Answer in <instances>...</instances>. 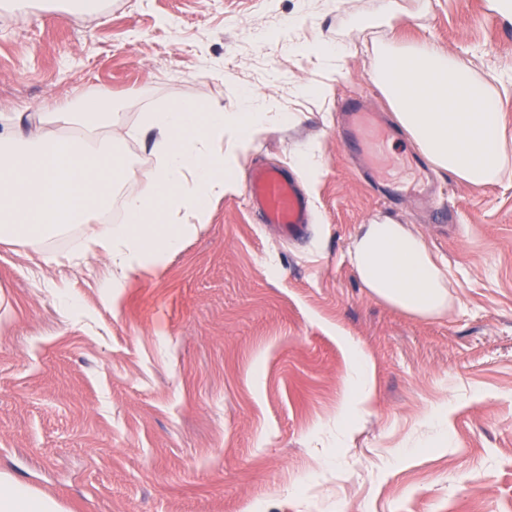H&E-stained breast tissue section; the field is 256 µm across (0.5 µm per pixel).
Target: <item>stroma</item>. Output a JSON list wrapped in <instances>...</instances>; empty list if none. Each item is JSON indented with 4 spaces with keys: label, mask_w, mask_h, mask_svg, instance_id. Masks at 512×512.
I'll return each instance as SVG.
<instances>
[{
    "label": "stroma",
    "mask_w": 512,
    "mask_h": 512,
    "mask_svg": "<svg viewBox=\"0 0 512 512\" xmlns=\"http://www.w3.org/2000/svg\"><path fill=\"white\" fill-rule=\"evenodd\" d=\"M349 53L324 95L316 58L281 25ZM432 42L477 77L512 63V16L488 0H18L0 10V115L43 113L85 95L113 134L179 101L237 109L243 92L293 112L240 158L298 175L314 142L322 173L301 183L314 216L284 238L247 192L164 267L108 286L104 259H71L86 228L50 244L0 243V471L66 512H512V182L467 185L418 160L405 133L377 158L394 199L351 163L340 102L390 107L373 76L395 38ZM410 225L448 267L447 316H410L371 296L347 248L359 225ZM53 250L59 262L45 263ZM73 300L65 307L63 298ZM375 366L370 411L336 445L328 424L347 393L346 340ZM448 409V441L432 420Z\"/></svg>",
    "instance_id": "stroma-1"
}]
</instances>
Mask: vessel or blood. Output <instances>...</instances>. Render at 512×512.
Wrapping results in <instances>:
<instances>
[{
	"label": "vessel or blood",
	"instance_id": "obj_1",
	"mask_svg": "<svg viewBox=\"0 0 512 512\" xmlns=\"http://www.w3.org/2000/svg\"><path fill=\"white\" fill-rule=\"evenodd\" d=\"M340 110L345 116L346 139L354 156L364 163H371L369 132H379L382 140L386 141L392 137V129L361 99H346ZM249 203L262 223L279 228L290 238L303 234L311 221L308 204L296 182L276 168L256 167L251 170Z\"/></svg>",
	"mask_w": 512,
	"mask_h": 512
}]
</instances>
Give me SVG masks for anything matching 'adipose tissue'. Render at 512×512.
<instances>
[{
  "label": "adipose tissue",
  "instance_id": "obj_1",
  "mask_svg": "<svg viewBox=\"0 0 512 512\" xmlns=\"http://www.w3.org/2000/svg\"><path fill=\"white\" fill-rule=\"evenodd\" d=\"M398 125L435 168L474 187L512 178V140L501 112L505 78L489 86L433 43L384 46L374 67ZM270 119L245 94L235 112L194 102L143 113L154 168L138 173L112 136L111 113L80 97L45 113L44 128L25 134L21 116L0 119V241L27 247L89 225L84 253L104 257L110 287L160 268L197 225L207 223L218 195L241 191L239 159ZM127 195L126 220L101 224L117 189ZM362 285L375 298L418 318L447 313L448 268L409 225L379 217L360 225L349 250ZM349 394L330 427L345 440L373 400L372 362L350 343ZM0 512H64L55 498L0 472Z\"/></svg>",
  "mask_w": 512,
  "mask_h": 512
}]
</instances>
